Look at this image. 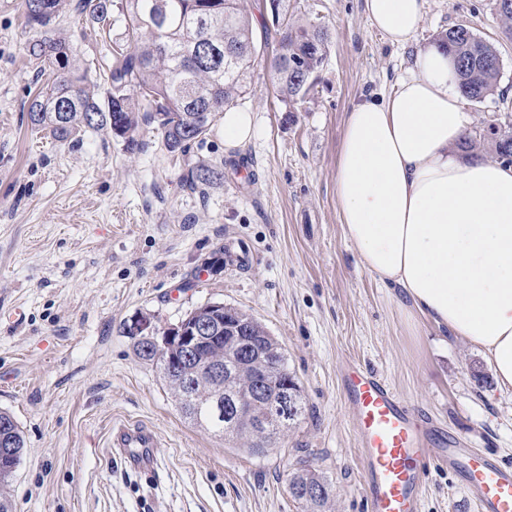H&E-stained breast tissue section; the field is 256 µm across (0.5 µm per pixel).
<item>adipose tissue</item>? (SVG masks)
<instances>
[{"instance_id":"obj_1","label":"adipose tissue","mask_w":512,"mask_h":512,"mask_svg":"<svg viewBox=\"0 0 512 512\" xmlns=\"http://www.w3.org/2000/svg\"><path fill=\"white\" fill-rule=\"evenodd\" d=\"M424 0H365L372 27L410 44ZM465 99L448 55L418 50L392 93L349 110L336 167L343 234L363 267L477 349L512 392V165L466 160Z\"/></svg>"}]
</instances>
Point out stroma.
<instances>
[{"instance_id":"stroma-1","label":"stroma","mask_w":512,"mask_h":512,"mask_svg":"<svg viewBox=\"0 0 512 512\" xmlns=\"http://www.w3.org/2000/svg\"><path fill=\"white\" fill-rule=\"evenodd\" d=\"M120 3L112 0L106 35L76 11L53 20L71 43L74 70L111 65L113 43L125 39ZM291 3L331 33L314 92L286 111L258 56L237 104L254 114L256 136L225 150L219 123L173 157L145 122L133 152L103 131L59 143L31 130L27 109L44 78L29 47L42 30L27 25L22 0H0V409L15 417L27 447L7 488L15 512H307L288 492L289 473L304 461L330 478L335 512H365L339 377L350 358L448 432L512 464V397L493 376L474 379L484 363L477 351L410 312L363 268L335 196L352 104L392 92L414 54L448 27H472L502 59L494 94L465 106L469 130L512 115V38L496 0H425L421 28L403 48L370 25L365 0ZM201 161L224 169L223 185L203 196L184 185ZM221 251L235 262L205 271L204 260ZM206 302L264 324L304 391V418L266 456L186 419L126 333L132 317L163 330ZM122 422L158 433L152 477L112 448V427ZM421 512L476 505L433 468Z\"/></svg>"}]
</instances>
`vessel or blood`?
<instances>
[{
    "label": "vessel or blood",
    "instance_id": "obj_1",
    "mask_svg": "<svg viewBox=\"0 0 512 512\" xmlns=\"http://www.w3.org/2000/svg\"><path fill=\"white\" fill-rule=\"evenodd\" d=\"M342 384L360 447L367 512H421L424 479L433 466L455 476L479 512H512V466L424 424L382 376L360 362L346 361ZM112 445L132 467L152 472L158 446L152 428L117 425Z\"/></svg>",
    "mask_w": 512,
    "mask_h": 512
}]
</instances>
